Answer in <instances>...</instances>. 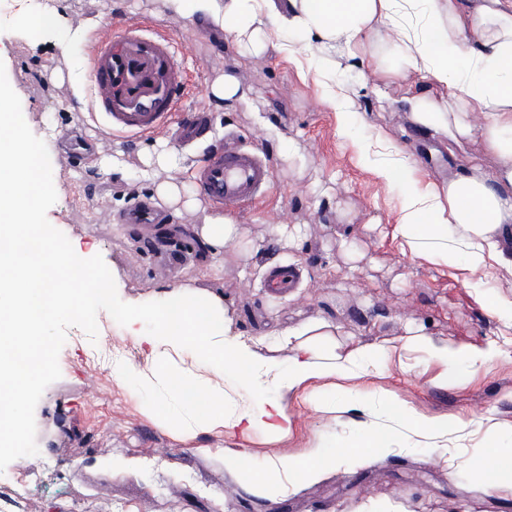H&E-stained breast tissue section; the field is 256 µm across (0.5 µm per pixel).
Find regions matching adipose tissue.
I'll return each instance as SVG.
<instances>
[{"instance_id":"obj_1","label":"adipose tissue","mask_w":512,"mask_h":512,"mask_svg":"<svg viewBox=\"0 0 512 512\" xmlns=\"http://www.w3.org/2000/svg\"><path fill=\"white\" fill-rule=\"evenodd\" d=\"M164 5L171 17L228 32L252 55L266 51L271 34L287 36L289 48H300L318 63L319 83L331 98L336 95L331 63L361 61L378 50L384 53L379 70L386 78L417 71L437 86H452L446 97L432 92L409 97L414 123L452 144L480 135L497 165H470L440 186L420 184L404 157L372 171L386 183L404 184L395 226L403 245L486 277L512 270V0H287L282 7L275 0H164ZM414 16L422 18L421 26L411 24ZM144 166L148 178L169 172L154 192L169 205L182 204L183 157L163 149L148 155ZM149 312L158 319L154 332L129 333L148 348L146 365L121 364L114 372L150 390L163 379L178 409L171 414L163 408L159 415L175 417L188 435L201 425L221 436L260 429L281 440L290 423L286 395L309 389L315 411L336 413L346 395L325 394L313 389V382L368 376L389 357L383 344L336 346L329 340L332 325L316 319L274 334V342L290 352L287 366H280L231 335L222 297L189 284L164 293ZM404 334L428 361L446 365L477 368L500 353L494 345L441 344L409 325ZM228 464L244 475L249 491L274 498L296 482L318 480L335 466L336 454L318 447L301 458L277 453L258 471L242 456Z\"/></svg>"}]
</instances>
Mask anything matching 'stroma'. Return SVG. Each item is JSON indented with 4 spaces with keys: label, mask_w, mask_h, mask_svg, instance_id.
<instances>
[{
    "label": "stroma",
    "mask_w": 512,
    "mask_h": 512,
    "mask_svg": "<svg viewBox=\"0 0 512 512\" xmlns=\"http://www.w3.org/2000/svg\"><path fill=\"white\" fill-rule=\"evenodd\" d=\"M48 0H21L0 17V62L21 100L24 119L44 141L53 175L63 191L47 219L83 258L101 255L113 268L120 299L157 300L162 291L192 283L223 296L233 335L245 338L296 328L320 317L336 327L340 346L384 344L392 359L375 376L322 382L325 392H354L336 414V465L313 483L299 484L277 499L249 494L224 460L246 453L254 469L288 450L303 456L327 428L308 402L307 390L284 399L291 423L283 444L264 432L215 437L200 430L185 437L156 419L157 394L134 379L115 376L116 360L145 363L146 349L107 312L97 315L98 338L69 328L59 354L61 377L35 409L38 455L21 457L0 472V486L22 479L30 486L23 512H512V492L491 498L493 467L467 466L488 449L512 455V328L491 316L487 300L512 296V272L478 275L437 263L403 247L399 183L388 184L363 164L358 146L368 143L377 159L400 152L417 167L422 183L443 184L477 162L496 157L480 136L456 146L434 134H417L406 98L427 83L424 75L401 80L374 76L376 61L341 62L337 91L351 101V125L338 128L340 101L325 97L303 55L277 49L242 52L231 37L199 22L173 20L163 0H58L83 38L30 28L27 19ZM126 21L163 33L178 43L187 93L181 104L209 112L211 131L184 155L190 168L184 195L198 198L192 174L207 145L237 131L269 160L273 179L260 199L235 211L239 238L211 256L192 230L209 205L174 212L162 207L163 224L139 230L124 218L141 201L154 200L143 180L142 158L157 140L175 147L171 132L106 137L86 107L61 97L57 72H85L91 42L108 24ZM234 76L246 96L215 107L209 87ZM121 154L122 168L104 176L90 164L101 142ZM298 229L291 245L281 225ZM279 263L300 274L297 287L274 295L265 269ZM421 328L452 347L496 343L501 354L476 370H444L404 349V324ZM428 417H459L464 432L433 443L402 435L389 404ZM389 436L385 448H363L364 437ZM134 463L132 473L116 468Z\"/></svg>",
    "instance_id": "obj_1"
}]
</instances>
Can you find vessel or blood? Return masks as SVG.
<instances>
[{
    "mask_svg": "<svg viewBox=\"0 0 512 512\" xmlns=\"http://www.w3.org/2000/svg\"><path fill=\"white\" fill-rule=\"evenodd\" d=\"M178 55L173 40L143 34L137 23L106 30L94 44L87 67L90 108L106 132L144 135L171 123L186 89ZM180 126L183 140L192 143L204 136L208 117L189 111L182 114ZM271 179L265 158L228 136L197 167L195 181L212 208L240 209L262 195Z\"/></svg>",
    "mask_w": 512,
    "mask_h": 512,
    "instance_id": "b4317fda",
    "label": "vessel or blood"
}]
</instances>
